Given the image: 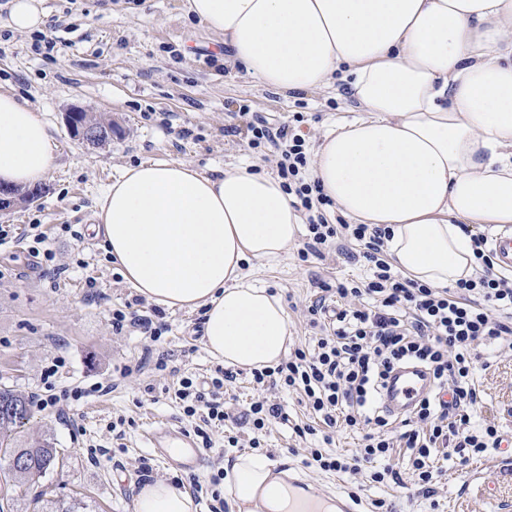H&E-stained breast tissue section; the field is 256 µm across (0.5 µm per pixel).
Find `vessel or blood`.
Returning a JSON list of instances; mask_svg holds the SVG:
<instances>
[{
  "label": "vessel or blood",
  "instance_id": "1",
  "mask_svg": "<svg viewBox=\"0 0 512 512\" xmlns=\"http://www.w3.org/2000/svg\"><path fill=\"white\" fill-rule=\"evenodd\" d=\"M491 247L499 266L512 271V228H505L494 235ZM434 390L433 377L425 366L404 362L387 375L380 393L381 406L391 417H409L419 401ZM148 441L154 456L167 464L194 470L203 460L202 450L194 439L185 430L172 428L167 423L156 424L149 433ZM285 479L297 501L309 504L320 500V491L303 475L291 472Z\"/></svg>",
  "mask_w": 512,
  "mask_h": 512
}]
</instances>
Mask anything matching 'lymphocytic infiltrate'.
<instances>
[{"label":"lymphocytic infiltrate","instance_id":"f902f5d3","mask_svg":"<svg viewBox=\"0 0 512 512\" xmlns=\"http://www.w3.org/2000/svg\"><path fill=\"white\" fill-rule=\"evenodd\" d=\"M254 146L280 149L279 176L295 209L306 215V242L299 256L322 257L326 247L347 255L351 243L363 245L369 274L364 282H320L321 297L308 308L322 319L323 334L314 347H297L286 361L252 372L254 385L299 390L318 426H298V436L317 427L363 430L359 460L371 463L390 457L395 444L409 460L425 497H433L434 450L443 448L449 460L467 462L470 455L497 448L494 424L474 426L472 411L481 401L477 385L478 347H512V275L495 269L487 237L473 235L478 271L474 278L450 288H433L395 271L384 246L388 228L376 224H332L325 208L330 200L318 182L304 181L309 160L305 140L288 125L273 126L259 118L248 127ZM406 360L424 364L432 373L435 393L420 402L407 430L388 435L391 421L380 405L387 373ZM232 371L212 381L204 392L193 379L179 382L177 396L186 416H202L205 425H222L228 414L217 391L233 380Z\"/></svg>","mask_w":512,"mask_h":512}]
</instances>
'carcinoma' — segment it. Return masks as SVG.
Masks as SVG:
<instances>
[{
  "label": "carcinoma",
  "instance_id": "cac0c4a2",
  "mask_svg": "<svg viewBox=\"0 0 512 512\" xmlns=\"http://www.w3.org/2000/svg\"><path fill=\"white\" fill-rule=\"evenodd\" d=\"M28 399L6 386L0 387V452L17 454L24 460L18 470L5 473L4 478L19 484H36L56 466L57 448L48 439L22 440L20 428L29 418Z\"/></svg>",
  "mask_w": 512,
  "mask_h": 512
}]
</instances>
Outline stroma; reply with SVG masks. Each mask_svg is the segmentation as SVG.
I'll list each match as a JSON object with an SVG mask.
<instances>
[{
  "label": "stroma",
  "instance_id": "1",
  "mask_svg": "<svg viewBox=\"0 0 512 512\" xmlns=\"http://www.w3.org/2000/svg\"><path fill=\"white\" fill-rule=\"evenodd\" d=\"M185 0H42L43 29L18 31L10 24V0H0V88L41 112L55 146V164L35 201L0 211V225L13 233L0 244V384L25 395L51 385L53 404H31L24 439H52L62 456L37 487H0L5 512H135L144 483L158 479L187 489L197 512H238L211 477L224 464L261 452L276 467H291L328 492L360 498L364 512H512V459L489 450L458 466L436 457L440 471L434 499L424 498L408 458L395 455L396 479L372 482L375 466L357 472L307 467L310 449L346 458L361 445L360 432L337 428L331 443L321 436L298 437L293 427L309 422V409L296 392L257 388L250 371L225 383V427L209 429L201 470L188 472L157 463L148 433L164 421L196 434L198 418L185 416L175 392L181 378L209 389L223 361L205 345L203 309L167 308L139 300L93 226L103 190L123 171L145 161H188L207 174L228 164L252 163L277 173L279 152L253 147L247 126L256 118L298 126L306 148L323 131L351 120L354 109L335 87L284 94L260 85L234 65L224 38L184 9ZM53 51H43L44 42ZM80 106L112 119L120 133L103 145L73 138L65 122ZM42 232L45 254H33V235ZM303 240L292 244L276 266L252 261L249 279L279 294L288 314L292 346L321 331L307 307L321 279L364 277L363 261L338 256L300 261ZM131 307L152 320L162 336L112 326V312ZM482 403L475 422L496 423L512 435V351L480 353ZM284 405L287 421L253 433L239 417L249 402ZM233 432L237 447L224 445Z\"/></svg>",
  "mask_w": 512,
  "mask_h": 512
}]
</instances>
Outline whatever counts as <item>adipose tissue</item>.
<instances>
[{
  "mask_svg": "<svg viewBox=\"0 0 512 512\" xmlns=\"http://www.w3.org/2000/svg\"><path fill=\"white\" fill-rule=\"evenodd\" d=\"M231 60L261 85L305 92L344 82L359 113L327 130L309 176L344 217L387 226L405 276L436 288L475 277L465 225L512 224V0H188ZM55 161L45 120L0 91V184L43 181ZM96 230L147 300L204 310L225 366H277L290 341L281 298L244 265L278 264L302 217L280 179L249 167L208 175L184 161L127 168L104 191ZM239 512H288L262 454L224 468ZM135 512H196L190 493L144 484Z\"/></svg>",
  "mask_w": 512,
  "mask_h": 512,
  "instance_id": "adipose-tissue-1",
  "label": "adipose tissue"
}]
</instances>
